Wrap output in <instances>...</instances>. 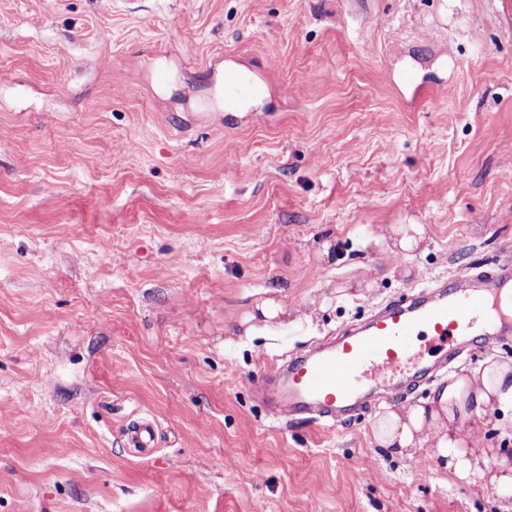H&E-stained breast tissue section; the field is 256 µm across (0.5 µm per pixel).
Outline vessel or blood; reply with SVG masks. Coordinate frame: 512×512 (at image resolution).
I'll use <instances>...</instances> for the list:
<instances>
[{
	"instance_id": "obj_1",
	"label": "vessel or blood",
	"mask_w": 512,
	"mask_h": 512,
	"mask_svg": "<svg viewBox=\"0 0 512 512\" xmlns=\"http://www.w3.org/2000/svg\"><path fill=\"white\" fill-rule=\"evenodd\" d=\"M224 97L238 112L251 111L260 85L223 79ZM512 335V259L440 279L419 291L377 306L363 325L344 329L327 346L275 366L258 388L260 397L292 413L313 412L341 422L366 409L373 387L401 375L407 386L429 380L423 349H441L446 362L492 351ZM157 427L143 417L127 429L126 445L151 455Z\"/></svg>"
}]
</instances>
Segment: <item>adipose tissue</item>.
Here are the masks:
<instances>
[{"instance_id": "1", "label": "adipose tissue", "mask_w": 512, "mask_h": 512, "mask_svg": "<svg viewBox=\"0 0 512 512\" xmlns=\"http://www.w3.org/2000/svg\"><path fill=\"white\" fill-rule=\"evenodd\" d=\"M512 414V358L491 356L476 368L449 376L419 403L377 414L373 434L393 454L432 443L440 467L456 484L489 492L500 512H512V458L482 447L487 416Z\"/></svg>"}]
</instances>
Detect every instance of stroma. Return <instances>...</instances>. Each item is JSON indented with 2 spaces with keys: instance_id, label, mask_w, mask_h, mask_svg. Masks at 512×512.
Segmentation results:
<instances>
[{
  "instance_id": "1",
  "label": "stroma",
  "mask_w": 512,
  "mask_h": 512,
  "mask_svg": "<svg viewBox=\"0 0 512 512\" xmlns=\"http://www.w3.org/2000/svg\"><path fill=\"white\" fill-rule=\"evenodd\" d=\"M497 4L0 0V512H499L373 415L280 420L254 391L512 258ZM228 71L253 111L225 106ZM401 224L425 230L407 256ZM157 427L153 419L142 417L127 429L126 445L143 456L151 455L156 448Z\"/></svg>"
}]
</instances>
